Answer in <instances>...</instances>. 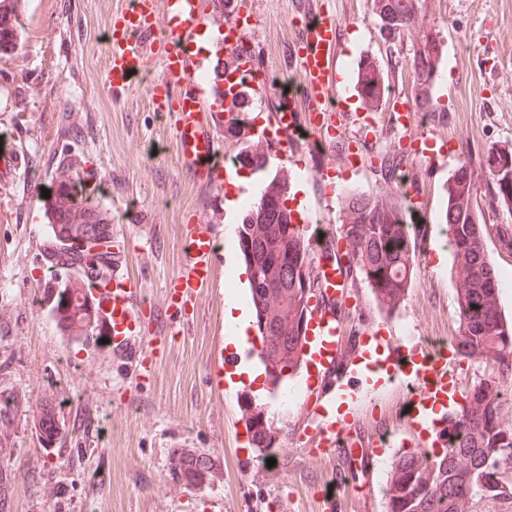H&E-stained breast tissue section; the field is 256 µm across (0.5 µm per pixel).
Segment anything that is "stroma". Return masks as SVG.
Instances as JSON below:
<instances>
[{
    "label": "stroma",
    "instance_id": "1",
    "mask_svg": "<svg viewBox=\"0 0 512 512\" xmlns=\"http://www.w3.org/2000/svg\"><path fill=\"white\" fill-rule=\"evenodd\" d=\"M125 0H32L22 20V46L0 58V150L18 158L16 173L0 180V396L12 397L18 412L10 426L0 472L10 476L0 512H202L209 498L224 501V512H322L324 488L345 478L348 488L335 512H385L382 486L403 439L407 390L386 365H358L331 400L343 405L351 424L384 427L392 447L377 455L360 448L318 457L302 448L310 426L305 398L274 405L271 422L282 428L274 466L256 462L241 421L251 386L231 378L214 388L208 375L227 341V295L247 297L248 286L228 287V266L243 267L237 246L221 248L225 264L203 289L195 314L178 335L155 350L154 376L139 381L128 358L111 343H87L60 331L50 316L43 288L57 281L45 260L47 219L32 220L31 184L53 188L61 158L76 162L81 184L112 214V229L125 248L126 274L142 285L144 315L154 319L166 307V284L183 267L181 228L196 218L217 233L239 224L224 185L193 181L181 169L175 129L152 111L143 78L122 94L105 84L106 36L114 10ZM242 15L254 16L258 66L292 77L288 91L273 88L255 102L252 118L276 108L304 116L295 63L284 53L302 22L296 0H237ZM331 6L342 29L343 68L355 72L361 60L379 64L390 89L407 100L414 78V42H385L368 0H309L310 11ZM420 21L444 38V70L434 94L444 109L418 112L400 126L394 112L377 109L365 128L341 127L340 135L379 158L401 160L415 193L411 225L417 236L414 279L392 314L382 312L358 271H350L346 309L356 334L380 327L382 336L413 345L430 336H454L459 317L452 260L440 232L444 184L462 161L476 170L478 204L491 235L489 257L501 274L512 273V213L499 203L481 175L491 148L512 143V0H421ZM500 60L488 72L486 50ZM77 128V137L65 136ZM431 137L432 151L413 152L415 139ZM288 160L290 187H301L299 203L307 234L326 244L341 222L340 193L386 189L377 162L357 170L330 166L324 144L299 131ZM49 400L68 435L59 451L40 446L29 406ZM201 448L218 473L195 488L174 487L169 476L173 446Z\"/></svg>",
    "mask_w": 512,
    "mask_h": 512
}]
</instances>
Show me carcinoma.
Listing matches in <instances>:
<instances>
[{"instance_id": "1", "label": "carcinoma", "mask_w": 512, "mask_h": 512, "mask_svg": "<svg viewBox=\"0 0 512 512\" xmlns=\"http://www.w3.org/2000/svg\"><path fill=\"white\" fill-rule=\"evenodd\" d=\"M27 0H0V57L20 45L19 11ZM386 41L418 31L413 53L412 101L418 112H443L434 99L433 87L443 56L442 40L422 33L417 0H370ZM361 99L373 107L385 91L380 70L371 66L360 72ZM250 145L242 147L243 157L253 170L268 172L270 160L253 159ZM482 166L498 200L512 205V146L493 148L483 155ZM462 172L453 173L446 183V224L448 245L453 255V274L459 331L451 344L462 360L492 366V372L467 392L465 403L445 418L446 427L436 443L440 447L415 448L400 454L391 464L383 485L385 512H470V501L481 491L488 497L503 494L495 472L512 475V415L504 412L506 385L512 383V319L501 307L500 274L486 249L490 230L482 221L474 194L473 174L468 162ZM52 204L51 235L59 248L56 264L79 270L73 278L56 282L45 292L54 297L51 306L56 325L76 339H89L96 320V308L84 294V279L104 278L110 264L101 263V253L83 249L91 236L103 241L102 232L111 224V213L91 195L80 190L70 163L61 165ZM287 183L278 172H268L267 186L260 201L247 209L238 227V245L249 270L250 301L261 341L259 359L274 383L289 377L301 361L302 322L309 317L308 301L314 287L310 243L304 228L288 222ZM410 201L392 190L376 194L351 192L341 202L344 215L339 238H330L325 252L336 255L344 242V255L363 275L379 304L395 309L408 288L417 257V242L409 228ZM494 285H489V280ZM244 421L252 442L261 447L273 434L262 411L252 410L246 401ZM17 409L0 398V435L7 436ZM31 420L38 442L47 453L55 450L65 431L55 406L45 402L32 411ZM169 475L179 486H201L213 478L208 454L197 448H183L172 455Z\"/></svg>"}]
</instances>
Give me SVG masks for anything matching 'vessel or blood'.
I'll return each mask as SVG.
<instances>
[{"label": "vessel or blood", "instance_id": "vessel-or-blood-1", "mask_svg": "<svg viewBox=\"0 0 512 512\" xmlns=\"http://www.w3.org/2000/svg\"><path fill=\"white\" fill-rule=\"evenodd\" d=\"M225 15V73L242 78L257 69L251 42L255 26L239 22L234 10H226ZM160 23L165 26L161 37L155 34ZM207 24L203 0H129L127 7L114 12L107 41L106 81L113 91L127 88L133 75L158 72L159 79L152 90L153 108L170 116L178 154L189 177L194 179L206 178L216 169L221 142L215 129L223 124L222 119L209 117L205 111L189 49L197 31ZM340 37L335 17L319 13L296 28L291 42L308 106L309 129L321 139L329 138L333 117L340 111L345 94L339 86ZM295 128L294 113L282 110L269 114L263 124L249 126L248 135L258 147L272 144L285 155L295 144ZM219 248L206 222L184 225L183 270L167 285V335L183 330L199 292L213 283ZM122 260L120 243H113L110 287L92 279L87 280L85 287L86 297L96 307L117 355L145 340L142 290L136 280L120 273ZM342 277L335 263L322 262L317 266L316 283L321 298L310 316L312 334L301 344L302 357L317 369L313 389L317 395L333 381L338 365L356 357L357 349L348 344L342 319L336 313V290ZM454 359L453 350L436 352L416 344L408 348L406 357L395 359L393 366L395 372H408L414 385L413 396L422 402L447 395L448 364ZM351 431V425L317 413L308 442L319 455L332 453L352 441L358 442L362 450L371 449L373 439H353Z\"/></svg>", "mask_w": 512, "mask_h": 512}]
</instances>
